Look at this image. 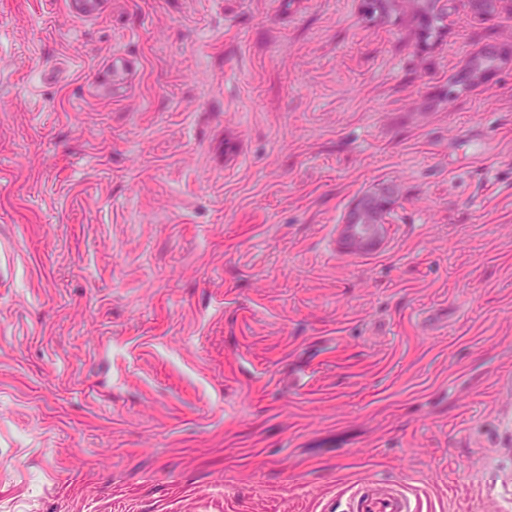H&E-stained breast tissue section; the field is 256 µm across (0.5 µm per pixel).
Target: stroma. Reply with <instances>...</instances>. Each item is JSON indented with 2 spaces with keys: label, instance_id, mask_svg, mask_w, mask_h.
Returning a JSON list of instances; mask_svg holds the SVG:
<instances>
[{
  "label": "stroma",
  "instance_id": "1",
  "mask_svg": "<svg viewBox=\"0 0 512 512\" xmlns=\"http://www.w3.org/2000/svg\"><path fill=\"white\" fill-rule=\"evenodd\" d=\"M64 2L0 0V512H345L369 478L512 512V0L429 38L366 0ZM384 187L380 248L340 250ZM110 0H65L67 12L82 21L94 20L107 10ZM112 76V85L109 87L99 86L97 91L103 97L112 100L125 97L131 88L133 73L139 70L138 62L126 55L113 56L104 65Z\"/></svg>",
  "mask_w": 512,
  "mask_h": 512
}]
</instances>
